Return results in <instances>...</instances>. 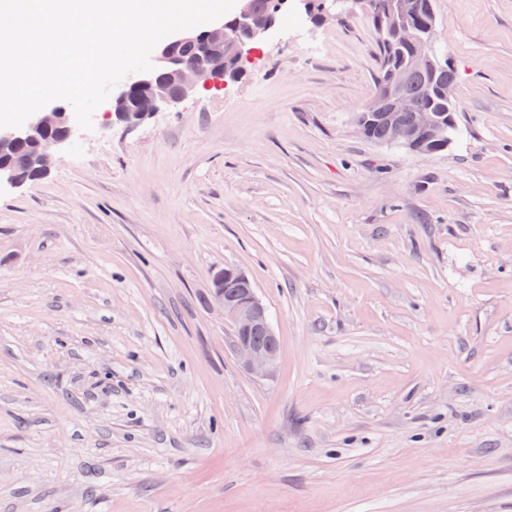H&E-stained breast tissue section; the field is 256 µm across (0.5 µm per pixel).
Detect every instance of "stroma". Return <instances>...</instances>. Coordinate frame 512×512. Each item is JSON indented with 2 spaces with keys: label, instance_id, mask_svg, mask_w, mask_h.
I'll return each mask as SVG.
<instances>
[{
  "label": "stroma",
  "instance_id": "obj_1",
  "mask_svg": "<svg viewBox=\"0 0 512 512\" xmlns=\"http://www.w3.org/2000/svg\"><path fill=\"white\" fill-rule=\"evenodd\" d=\"M434 3L443 152L355 132L378 61L349 0L0 187V512H512V0ZM233 280L236 289L224 293L223 283ZM213 303L222 309L224 318L233 327L232 350L238 362L251 374L268 375L278 361L277 336L272 328L268 311L257 295L251 281L240 271L224 269L214 279L211 289ZM265 338L264 344L253 340V333Z\"/></svg>",
  "mask_w": 512,
  "mask_h": 512
}]
</instances>
